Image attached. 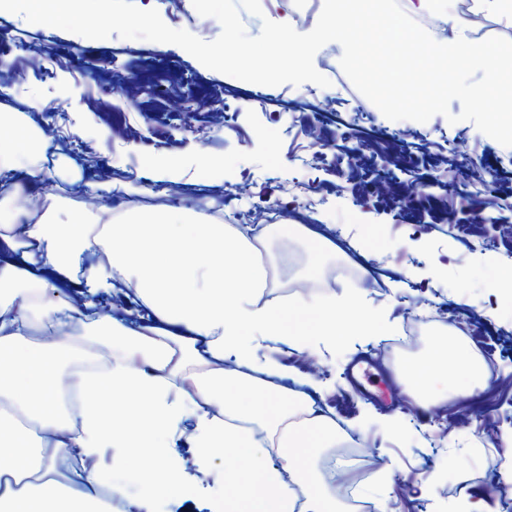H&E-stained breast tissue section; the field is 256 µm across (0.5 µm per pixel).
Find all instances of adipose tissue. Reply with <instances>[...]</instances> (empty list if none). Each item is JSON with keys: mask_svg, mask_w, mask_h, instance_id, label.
Listing matches in <instances>:
<instances>
[{"mask_svg": "<svg viewBox=\"0 0 512 512\" xmlns=\"http://www.w3.org/2000/svg\"><path fill=\"white\" fill-rule=\"evenodd\" d=\"M28 141L0 131V187L19 196L35 171L5 161ZM205 200L179 201L139 219L118 221L112 206L32 218L18 208L0 226V512H153L164 494L187 495L194 477L164 447L163 435L186 438L199 460L245 458L248 479L225 474L224 512H293L295 496L262 446L278 439L295 458L336 445L326 416L293 422L295 394L264 397L253 376L258 339L287 341V301L277 296L261 250L283 236L333 246L303 224H227ZM107 261L80 268L82 255ZM120 289L139 303L135 319L93 311L91 303H50L49 292ZM319 336L351 335V320L369 321L358 299L322 300ZM108 350L102 368L69 374L79 353ZM417 395L431 379L476 387L480 370L464 341L440 340L428 358L399 368ZM68 377L79 395L61 409L57 383ZM242 399L224 397L227 381ZM141 487L129 496L115 473Z\"/></svg>", "mask_w": 512, "mask_h": 512, "instance_id": "ef3b65f1", "label": "adipose tissue"}]
</instances>
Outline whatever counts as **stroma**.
<instances>
[{
	"label": "stroma",
	"instance_id": "obj_1",
	"mask_svg": "<svg viewBox=\"0 0 512 512\" xmlns=\"http://www.w3.org/2000/svg\"><path fill=\"white\" fill-rule=\"evenodd\" d=\"M0 30L11 36L0 50V128L61 129L45 151L16 158L49 175L52 205L82 210L93 196L123 218L205 198L228 224L252 223L259 210L278 224L289 210L322 226L347 271L335 288L288 292L292 313L306 315L304 340L262 342L256 358L273 385L312 397L337 440L376 451L380 466L350 478L359 497L378 512H472L478 503L512 512V492L487 491L489 473H512V147L440 114L386 118L344 73L337 42L313 58L329 86L271 87L209 69L171 43L92 40L4 11ZM135 76L130 99L120 87ZM468 157L483 180L467 176ZM113 179L132 192L108 193ZM412 181L424 188L407 201ZM263 260L292 281L323 276L298 237L273 241ZM347 293L377 326L334 345L313 340L311 303ZM456 336L492 367L471 391L436 383L438 403L421 408L394 369ZM359 366L382 395L352 376ZM174 453L199 483L185 499L157 498L155 512H212L231 459L200 464L183 441Z\"/></svg>",
	"mask_w": 512,
	"mask_h": 512
}]
</instances>
